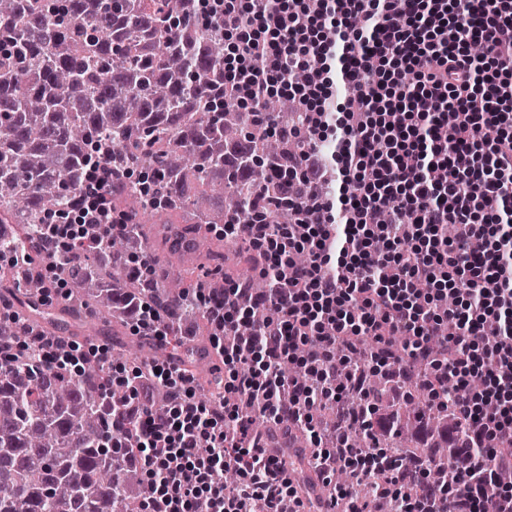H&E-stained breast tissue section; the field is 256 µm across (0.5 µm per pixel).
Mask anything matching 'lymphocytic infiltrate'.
<instances>
[{"mask_svg": "<svg viewBox=\"0 0 512 512\" xmlns=\"http://www.w3.org/2000/svg\"><path fill=\"white\" fill-rule=\"evenodd\" d=\"M194 3L195 20H217L228 42L221 94L256 126L305 147L278 174L292 223L272 224L261 210L224 222L225 239L254 252L266 288L228 283L193 302L208 311L223 355L215 400L197 399L175 359L149 375L112 368L113 384L133 397L112 423L135 422L127 464L141 475L142 512H253L259 502L264 512H377L382 491L397 512H512V486L499 480L512 470V0ZM474 41L483 58L470 54ZM338 82L352 90L342 106ZM277 92L297 104L290 121L261 106ZM326 140L328 156L318 148ZM111 196L112 174L95 160L74 214L79 231H40L50 281L84 252L82 225L125 233ZM450 294L456 303L443 308ZM187 304L161 314L128 301L123 310L134 333L178 345ZM405 359L421 367L442 413L437 444L467 434L466 447H449L440 484H425L423 458L385 465L395 402L367 397L364 381L371 371L400 374ZM286 360L300 376L280 372ZM147 383L168 390L165 417L142 399ZM354 396L371 409L374 447H352L318 421L332 403L346 427L361 425ZM258 418L307 432L305 462L324 499L304 495ZM339 465L351 485L333 480ZM363 482L373 490L361 496L353 487Z\"/></svg>", "mask_w": 512, "mask_h": 512, "instance_id": "f902f5d3", "label": "lymphocytic infiltrate"}]
</instances>
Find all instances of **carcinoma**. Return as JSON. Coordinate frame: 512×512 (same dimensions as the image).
<instances>
[{
	"label": "carcinoma",
	"instance_id": "1",
	"mask_svg": "<svg viewBox=\"0 0 512 512\" xmlns=\"http://www.w3.org/2000/svg\"><path fill=\"white\" fill-rule=\"evenodd\" d=\"M186 2L0 0V224L17 225L4 244L22 243L30 253L26 262L0 267L1 302L45 292L37 225L79 203L94 154L112 159V209L130 228L91 250L96 263L72 266L65 307L86 310L103 330L126 327L117 295L168 311L191 288L224 287L221 264L201 283L188 270L167 274L161 285L129 271L128 255L147 250L146 224L161 211L182 209L197 220L164 228L170 254L189 242L198 258L217 255L203 225L224 221L228 211L246 220L263 207L270 223H292L276 173L302 142L276 140L232 102L214 99L212 89L224 79V36L212 24L192 22ZM263 107L285 115L292 104L280 96ZM135 167L151 172L153 196L125 184ZM181 319L190 335H213L205 308ZM37 329L5 321L0 344L29 342ZM171 354L147 337L128 336L113 359L145 372ZM366 386L378 399L406 396L384 447L428 459L448 453L413 440L411 418L439 425L420 370L397 378L371 373ZM125 398L99 361L62 376L16 356L1 359L0 512H138L137 477L124 467L128 448L112 427V409Z\"/></svg>",
	"mask_w": 512,
	"mask_h": 512
}]
</instances>
